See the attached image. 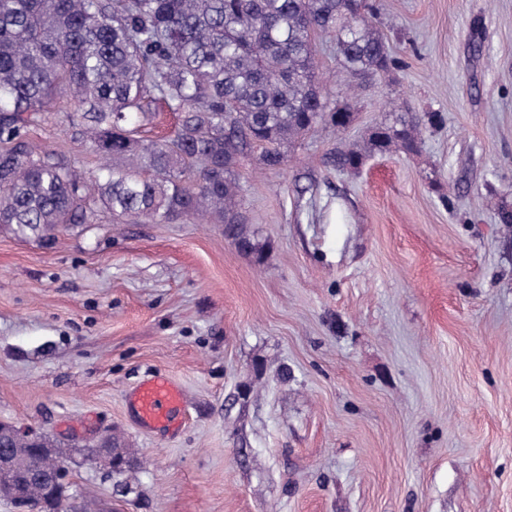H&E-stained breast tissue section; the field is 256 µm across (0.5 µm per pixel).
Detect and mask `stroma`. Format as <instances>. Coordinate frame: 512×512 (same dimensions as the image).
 Wrapping results in <instances>:
<instances>
[{
  "mask_svg": "<svg viewBox=\"0 0 512 512\" xmlns=\"http://www.w3.org/2000/svg\"><path fill=\"white\" fill-rule=\"evenodd\" d=\"M372 2L386 74L315 38L352 123L238 169L257 251L193 221L0 230V420L52 436L96 512H512V0ZM68 110L25 139L92 173ZM404 110L416 150L371 149ZM153 375L174 430L127 408ZM107 432L119 475L87 455Z\"/></svg>",
  "mask_w": 512,
  "mask_h": 512,
  "instance_id": "35a3bbf8",
  "label": "stroma"
}]
</instances>
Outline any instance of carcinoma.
I'll return each instance as SVG.
<instances>
[{"instance_id": "obj_1", "label": "carcinoma", "mask_w": 512, "mask_h": 512, "mask_svg": "<svg viewBox=\"0 0 512 512\" xmlns=\"http://www.w3.org/2000/svg\"><path fill=\"white\" fill-rule=\"evenodd\" d=\"M367 0H0V229L49 242L98 210L153 224L193 219L224 225L255 250L236 209V169L259 147L268 167L281 147L320 121L347 127V104L330 106L317 74L314 37L332 35L342 70L377 75L393 63ZM85 148L104 160L84 175L51 150L32 155L23 131L61 97ZM161 103L175 135L147 140ZM379 128L371 145L409 149L416 117ZM20 452L4 462L27 497L46 495L31 478L28 439L0 423ZM37 456L53 472L49 436Z\"/></svg>"}]
</instances>
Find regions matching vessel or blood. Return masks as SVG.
Masks as SVG:
<instances>
[{
  "label": "vessel or blood",
  "mask_w": 512,
  "mask_h": 512,
  "mask_svg": "<svg viewBox=\"0 0 512 512\" xmlns=\"http://www.w3.org/2000/svg\"><path fill=\"white\" fill-rule=\"evenodd\" d=\"M182 394L168 378L153 376L144 380L129 398V408L144 428L166 430L175 422Z\"/></svg>",
  "instance_id": "1"
}]
</instances>
